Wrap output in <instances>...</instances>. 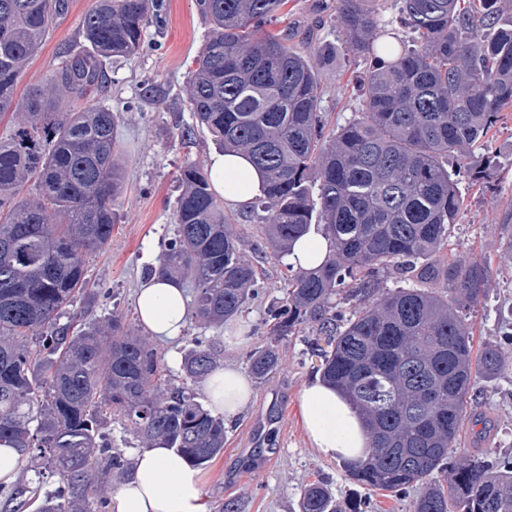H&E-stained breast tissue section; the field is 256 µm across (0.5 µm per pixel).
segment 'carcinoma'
Here are the masks:
<instances>
[{"instance_id":"obj_1","label":"carcinoma","mask_w":512,"mask_h":512,"mask_svg":"<svg viewBox=\"0 0 512 512\" xmlns=\"http://www.w3.org/2000/svg\"><path fill=\"white\" fill-rule=\"evenodd\" d=\"M352 51L372 57L361 112L325 134L314 68L288 44V0H196L212 28L189 90V109L222 150L246 154L266 175L259 204L272 253L283 257L315 231L328 241L315 270L288 268L285 297L265 313L267 341L249 355L259 383L280 361L279 343L310 324L325 336L321 377L363 420L368 450L346 462L368 488L396 491L424 481L457 447L476 379L504 369L499 349L473 355L459 306L485 291L488 266L448 258V230L464 197L448 157L483 148L512 108V21L503 0H400L410 45L392 40L372 0H339ZM68 0H0V117L26 114L0 139V444L38 458L57 487L38 512H107L103 487L127 460L103 432L119 419L145 447L161 442L194 467L224 452V417L187 386L165 378L157 353L114 318L111 340L95 323L77 334L60 323L84 295L85 255L103 249L117 224L121 173L112 161L115 118L90 106L58 112L52 90L89 98L103 66L137 54L159 0H96L84 15L86 51L45 80L16 91ZM394 61L381 66V57ZM35 179L34 196H22ZM174 236L157 272L192 285L196 317L225 326L259 294L236 218L206 172L185 166ZM401 285L383 286L381 273ZM441 281L456 298L435 290ZM214 348L198 337L182 359L187 379L209 374ZM38 489L15 487L5 512H21ZM302 512H336L325 485L304 489ZM414 512H512V459L474 455L430 486Z\"/></svg>"}]
</instances>
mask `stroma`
Instances as JSON below:
<instances>
[{
    "instance_id": "stroma-1",
    "label": "stroma",
    "mask_w": 512,
    "mask_h": 512,
    "mask_svg": "<svg viewBox=\"0 0 512 512\" xmlns=\"http://www.w3.org/2000/svg\"><path fill=\"white\" fill-rule=\"evenodd\" d=\"M94 3L69 0L67 13L31 61L23 83L41 80L83 52L81 23ZM164 8L165 23L147 27L138 54L107 64L106 79L93 98L116 116V149L125 178L112 240L105 250L85 259L87 281L97 296L92 301L76 299L61 316L76 328L90 320L106 324L115 314L139 326L136 291L155 272L174 234L180 170L189 164L206 167L216 148L206 128L196 122L187 95L210 25L193 0H164ZM287 23L297 51L319 69L320 108L327 129H335L361 108L356 80L367 63L348 47L337 0H289ZM328 52L336 60L331 67H321L320 58ZM472 161L485 169L483 180H473L456 160L448 162L464 196L463 209L450 229L448 256L487 261L485 295L461 312L473 329L475 344L498 345L507 370L478 381L463 412L459 446L449 456L453 463L465 455H512V340L506 335L512 325V253L501 242L502 225L512 224V109L502 112L487 148L475 150ZM234 215L244 255L264 272L263 293L239 318L252 336L246 344H230L223 329L192 317L176 341L149 338L165 374L173 378H180L181 358L198 336L213 340L217 365L248 372L250 352L266 339L264 311L283 296L287 261L273 256L260 232L269 211L251 206L235 209ZM317 341L308 326L290 336L281 347L276 373L268 382L254 384L249 403L226 422L223 454L199 470L209 512H300L303 491L313 482L325 484L341 512H413L419 487L396 494L370 490L348 477L343 462L321 456L309 442L299 393L319 376Z\"/></svg>"
}]
</instances>
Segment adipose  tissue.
<instances>
[{
  "label": "adipose tissue",
  "mask_w": 512,
  "mask_h": 512,
  "mask_svg": "<svg viewBox=\"0 0 512 512\" xmlns=\"http://www.w3.org/2000/svg\"><path fill=\"white\" fill-rule=\"evenodd\" d=\"M208 171L213 189L229 206H248L263 193V173L243 155L211 152ZM136 305L153 336L174 339L186 325L188 300L170 277L152 275L139 288ZM205 388L214 411L228 420L253 394L249 380L232 367L212 372ZM300 401L306 433L322 456L354 459L365 453L368 439L362 422L336 390L313 382L303 386ZM112 512H208V507L197 470L175 450L158 443L135 453L131 476L114 496Z\"/></svg>",
  "instance_id": "1"
}]
</instances>
